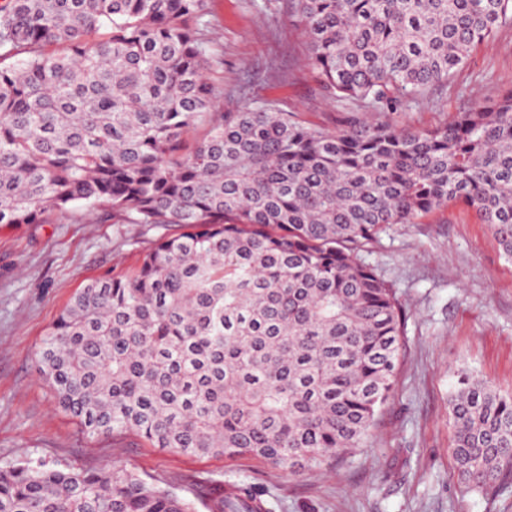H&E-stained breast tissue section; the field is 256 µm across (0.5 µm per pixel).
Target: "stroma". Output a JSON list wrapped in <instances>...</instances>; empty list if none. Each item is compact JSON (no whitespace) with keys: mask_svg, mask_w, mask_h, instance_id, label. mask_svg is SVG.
<instances>
[{"mask_svg":"<svg viewBox=\"0 0 512 512\" xmlns=\"http://www.w3.org/2000/svg\"><path fill=\"white\" fill-rule=\"evenodd\" d=\"M211 79L223 109L275 105L336 130L344 117L433 129L497 98L512 83V25L476 47L447 84L409 106L379 111L322 90L291 0H208ZM158 233L82 219L0 224V464L28 458L83 469L131 470L193 497L215 481L256 487L271 512H512V486L463 494L452 457L448 398L459 372L512 392V263L474 211L452 204L383 233L369 257L406 316L395 391L366 447L318 472L291 475L252 457H196L129 433L84 435L58 411L37 351L77 289L135 268Z\"/></svg>","mask_w":512,"mask_h":512,"instance_id":"35a3bbf8","label":"stroma"}]
</instances>
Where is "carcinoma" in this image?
Here are the masks:
<instances>
[{"label":"carcinoma","instance_id":"cac0c4a2","mask_svg":"<svg viewBox=\"0 0 512 512\" xmlns=\"http://www.w3.org/2000/svg\"><path fill=\"white\" fill-rule=\"evenodd\" d=\"M334 98L394 110L512 23V0H294ZM207 0H4L0 224L177 227L131 272L79 289L40 373L89 436L129 432L290 475L365 447L405 320L368 261L390 224L461 202L512 262V84L432 130L313 128L264 103L223 112ZM465 493L512 482V393L458 376ZM216 481L188 499L119 468L0 465V512H255Z\"/></svg>","mask_w":512,"mask_h":512}]
</instances>
